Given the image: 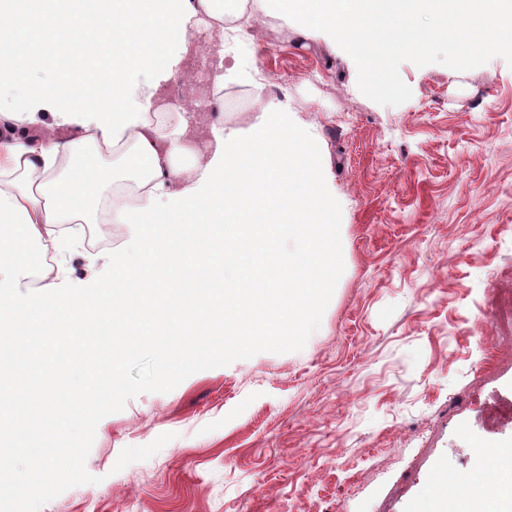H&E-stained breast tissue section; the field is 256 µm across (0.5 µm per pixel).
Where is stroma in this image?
<instances>
[{
    "label": "stroma",
    "mask_w": 512,
    "mask_h": 512,
    "mask_svg": "<svg viewBox=\"0 0 512 512\" xmlns=\"http://www.w3.org/2000/svg\"><path fill=\"white\" fill-rule=\"evenodd\" d=\"M464 49L393 52L394 88L377 93L360 55L274 10L254 40L225 48L237 80L260 67L282 79L292 122L317 138L342 205L344 272L303 350L129 400L97 425L85 463L97 483L41 512H412L437 472L465 478L512 449V424L490 422L512 408V342L498 341L499 311L512 315V47L462 63ZM189 71L130 84L198 104L203 145L213 126L257 122L227 96H182ZM0 110L14 115L2 135L56 119L11 88ZM89 230L129 260L150 233ZM93 250L66 249V287L92 295L111 280Z\"/></svg>",
    "instance_id": "obj_1"
}]
</instances>
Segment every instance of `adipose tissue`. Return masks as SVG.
<instances>
[{"label": "adipose tissue", "instance_id": "ef3b65f1", "mask_svg": "<svg viewBox=\"0 0 512 512\" xmlns=\"http://www.w3.org/2000/svg\"><path fill=\"white\" fill-rule=\"evenodd\" d=\"M276 7L303 28L326 29L350 50H365L373 86H392L390 49L426 56L448 33L483 52L487 37L512 45V0H0V89L24 85L29 100L59 107L61 125L83 132L49 133L32 142H0L1 336H42L64 361L83 360L94 389L117 383L112 369L80 356L84 320H102L115 345L129 337L188 336L198 351L245 349L252 337L297 335L333 285L336 232L328 214L336 196L317 143L269 104L248 131L214 128L206 160L189 131L194 111L151 119L154 85L131 94L135 70L171 73L173 44L191 18L223 26L244 10ZM51 73L49 84L29 75ZM148 225L143 262L126 267L92 297L63 290L42 270L41 248L58 225ZM300 241L278 249L282 232ZM39 272L34 303L4 289ZM33 350L25 366L0 360V423L11 425L12 393L43 366ZM447 473L413 512H512V452L491 454L449 502ZM493 490H486V479Z\"/></svg>", "mask_w": 512, "mask_h": 512}]
</instances>
